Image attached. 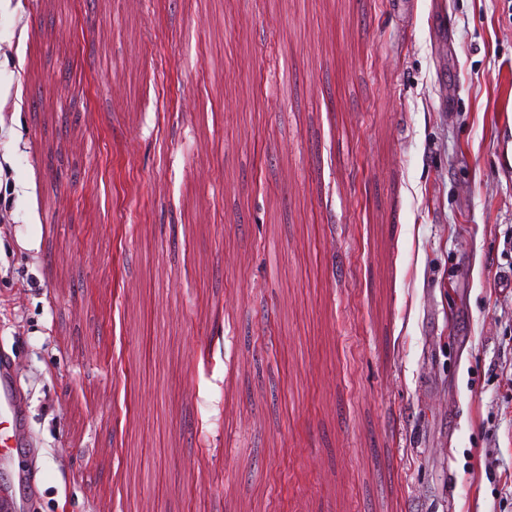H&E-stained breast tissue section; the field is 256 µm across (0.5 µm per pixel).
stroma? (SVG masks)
Wrapping results in <instances>:
<instances>
[{"label":"stroma","mask_w":512,"mask_h":512,"mask_svg":"<svg viewBox=\"0 0 512 512\" xmlns=\"http://www.w3.org/2000/svg\"><path fill=\"white\" fill-rule=\"evenodd\" d=\"M2 350L24 512H512V0H0Z\"/></svg>","instance_id":"35a3bbf8"}]
</instances>
